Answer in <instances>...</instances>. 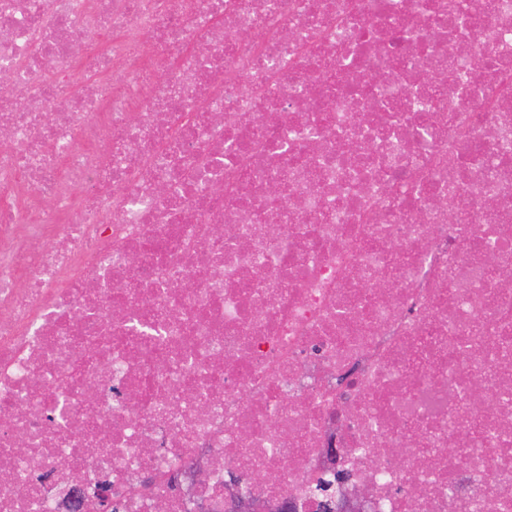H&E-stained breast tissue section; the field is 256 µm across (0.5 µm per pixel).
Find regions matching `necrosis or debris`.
<instances>
[{"label":"necrosis or debris","instance_id":"4bbe7bcc","mask_svg":"<svg viewBox=\"0 0 512 512\" xmlns=\"http://www.w3.org/2000/svg\"><path fill=\"white\" fill-rule=\"evenodd\" d=\"M0 73V512H512V0H0Z\"/></svg>","mask_w":512,"mask_h":512}]
</instances>
